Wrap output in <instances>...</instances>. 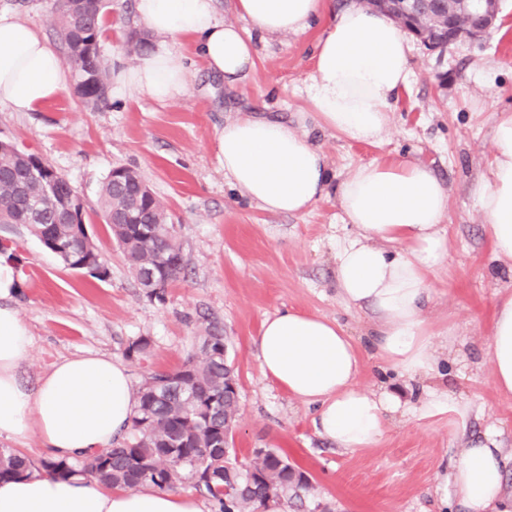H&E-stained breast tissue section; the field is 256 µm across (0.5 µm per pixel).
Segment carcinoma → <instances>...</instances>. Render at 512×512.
<instances>
[{
    "label": "carcinoma",
    "instance_id": "obj_1",
    "mask_svg": "<svg viewBox=\"0 0 512 512\" xmlns=\"http://www.w3.org/2000/svg\"><path fill=\"white\" fill-rule=\"evenodd\" d=\"M112 0H52L54 30L64 48L65 63L72 70L75 89L82 102L92 108L108 102L110 65L101 45L105 19ZM442 9L460 28L471 19L459 0H446ZM413 27L437 31L445 16L412 17ZM78 190L63 177L53 193L45 192L40 174L27 166L25 153L0 150V222L25 224L44 248L61 250L64 265L101 276L106 268L92 236L86 234L83 217L62 224L56 201ZM101 208L117 245L140 285L154 268H163L174 283L185 276V261L172 258L181 250L172 233L173 224L160 200L140 175L125 181L108 175L101 193ZM134 210L138 224H114L112 213ZM200 341L209 351L199 350L173 370L155 371L150 378L161 386L154 395L144 388L136 391L138 407L131 419L132 439L120 446L82 456L80 470L66 460L47 457L40 469L47 474L71 475L80 472L112 488L137 489L151 485L171 488L186 479L206 495L216 512H266L269 495L280 497L288 490L305 489L309 480L298 467L283 463L285 455L270 449L254 455L246 466L224 457L231 444L238 398L224 394L227 379L224 348L229 338L217 323L208 324ZM213 405L211 416L199 413ZM30 461L0 448V480L22 475Z\"/></svg>",
    "mask_w": 512,
    "mask_h": 512
}]
</instances>
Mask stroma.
Here are the masks:
<instances>
[{"label":"stroma","instance_id":"stroma-1","mask_svg":"<svg viewBox=\"0 0 512 512\" xmlns=\"http://www.w3.org/2000/svg\"><path fill=\"white\" fill-rule=\"evenodd\" d=\"M134 0H112L102 41L111 63L137 65L128 34L142 31ZM11 13L57 44L49 0H0ZM315 31L256 37L257 59L235 87L208 73L189 42L179 43L189 69L181 98L161 104L144 92L110 95L99 109L74 91L38 112L0 106V141L38 156L64 174L84 200V222L107 269L97 278L74 271L47 251L25 225L0 224V240L15 247L22 286L10 302L33 338L19 369L27 387L62 359L101 355L123 363L132 387L149 373L169 370L196 352L205 324L222 326L239 375L234 430L237 462L257 448L295 461L309 485L298 500L269 512H463L456 499L441 503L436 488L460 457L459 427L479 435L502 428L501 447L512 452V396L500 394L487 362L491 310L512 270L492 254L488 227L471 198L487 175L497 113L512 110V0H502L496 29L459 41L444 52L415 42L413 81L393 107L391 124L373 144H357L307 124L336 176L357 163L408 159L431 167L448 188V256L429 276L434 302L425 316L433 334H448L454 352L436 386L468 403V419L449 413L429 419L389 420L381 441L356 452L337 450L313 426L314 405L288 396L266 379L254 339L262 321L295 309L342 323L357 341L366 390L385 386L420 391L384 364L367 335L370 314L346 308L336 291L334 244L349 236L336 197L294 216L251 205L224 182L215 135L244 112L294 118L306 108ZM118 166L137 170L178 228L184 280L163 299L148 297L130 272L102 218L100 189ZM147 356H127L138 338Z\"/></svg>","mask_w":512,"mask_h":512}]
</instances>
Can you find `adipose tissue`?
Here are the masks:
<instances>
[{
    "label": "adipose tissue",
    "instance_id": "ef3b65f1",
    "mask_svg": "<svg viewBox=\"0 0 512 512\" xmlns=\"http://www.w3.org/2000/svg\"><path fill=\"white\" fill-rule=\"evenodd\" d=\"M135 9L159 43L137 66L113 74L120 95L145 91L160 102L184 95L188 67L173 44L185 38L209 71L236 86L254 66L253 33L302 34L319 20L306 116L345 140L373 143L413 76L408 31L358 0H233L242 28L218 18L216 0H135ZM68 87L55 48L14 15L0 13V106L35 112ZM493 140L496 152L473 199L496 260L512 267L511 112L497 116ZM216 149L230 187L268 212L295 215L336 196L355 229L336 248L339 294L348 307L371 311L379 357L401 376L425 382L415 404L385 387L361 390L357 344L338 321L299 311L267 317L254 340L263 374L293 398L317 405V433L342 450L371 448L391 417L461 412L456 397L428 384L448 358L447 341H433L424 316L432 301L427 276L448 255L442 225L448 192L434 172L409 160L370 161L336 182L307 132L251 114L226 121ZM20 284L14 262L0 257V437L37 433L49 456L66 461L107 448L138 406L126 367L97 355L66 358L27 388L18 370L32 338L9 305ZM489 361L497 390L512 394L511 288L500 290L494 303ZM501 435L491 427L468 441L453 468V494L465 512L512 507V454L503 453ZM0 512H202V504L174 488L112 489L81 476L28 472L0 481Z\"/></svg>",
    "mask_w": 512,
    "mask_h": 512
}]
</instances>
